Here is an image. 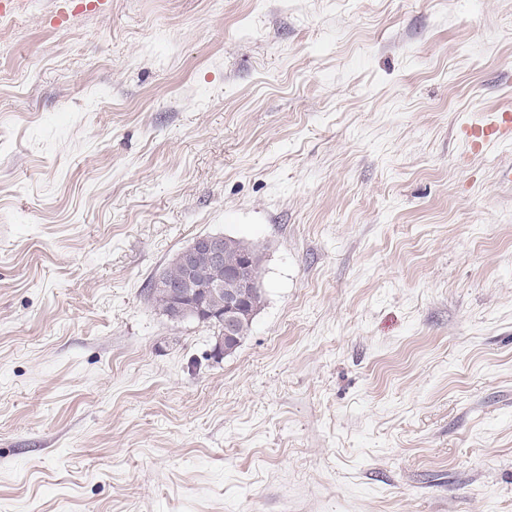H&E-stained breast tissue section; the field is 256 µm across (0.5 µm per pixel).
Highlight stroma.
Instances as JSON below:
<instances>
[{
  "label": "stroma",
  "instance_id": "stroma-1",
  "mask_svg": "<svg viewBox=\"0 0 512 512\" xmlns=\"http://www.w3.org/2000/svg\"><path fill=\"white\" fill-rule=\"evenodd\" d=\"M109 3L0 19V512H512V0ZM73 4H76L74 7ZM108 2L101 0H59L56 3L53 22L58 27H67L70 17L77 12L104 13ZM463 134L474 154L484 151L495 143L512 141V114L500 112L485 125L465 126ZM177 254L178 253L175 254L168 265L163 269L165 276L170 281L160 276H157L155 280V284L158 288H164L169 292L173 300V305L170 297L165 292L154 288L153 283L149 288V297L155 308L167 317H169L173 306L174 310L178 313L183 309L180 300L186 295V288L192 286L197 262L200 257L206 258L212 265H221L224 263V266H206L203 264L201 268V280L217 281L210 284V288L219 292L224 290V283L219 281L224 280V272L226 270L246 264L256 273L257 277L254 273H247L239 268L236 270H228L225 273L227 279L236 280L237 282L239 294L243 296L242 304L244 312L248 314L249 311H251V315L244 318L238 325V337L241 343L245 336H248L252 322L265 301V293L261 286L260 279L262 257L257 247L246 240L226 236H224V238L218 235L197 237L181 252V259L187 272L186 278L185 269L178 261ZM181 281L183 282L173 283ZM240 343H238L237 347ZM236 348L228 352L227 355L232 353ZM226 290L228 291L225 298L224 295L209 294L207 296H200L199 299L194 298L183 301L185 304L184 307L191 312H195L197 310L199 300L202 301L203 306L224 309V313L220 314H215L207 310H200L197 312V318L200 322H221L222 330L220 334L216 336L212 350L214 356L218 358L224 356V349L235 338L236 323L243 314L240 303L241 297L231 289Z\"/></svg>",
  "mask_w": 512,
  "mask_h": 512
}]
</instances>
